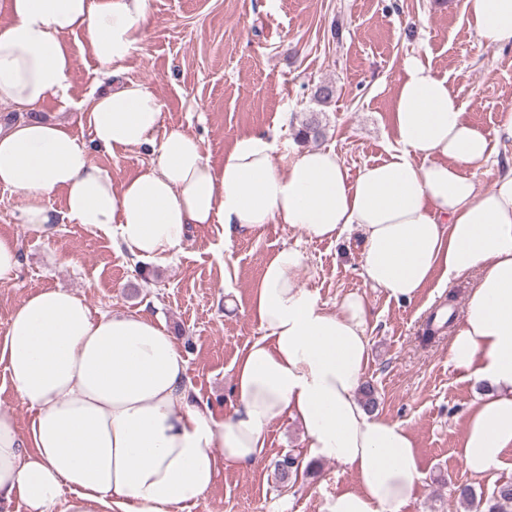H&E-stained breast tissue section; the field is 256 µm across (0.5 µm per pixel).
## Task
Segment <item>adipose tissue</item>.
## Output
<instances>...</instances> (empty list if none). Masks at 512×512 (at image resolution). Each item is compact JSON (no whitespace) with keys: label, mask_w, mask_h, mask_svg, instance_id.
I'll return each mask as SVG.
<instances>
[{"label":"adipose tissue","mask_w":512,"mask_h":512,"mask_svg":"<svg viewBox=\"0 0 512 512\" xmlns=\"http://www.w3.org/2000/svg\"><path fill=\"white\" fill-rule=\"evenodd\" d=\"M0 25V104L33 110L65 94L81 33L103 74L116 75L142 43L148 0H9ZM480 41L512 47V0H465ZM91 143L57 122L0 125V186L26 200V228L51 237L69 221L102 232L139 259L168 261L189 226L219 224L225 240L267 224L309 238L356 231L361 276L398 301L431 280L478 279L448 356L480 393L457 455L466 473L497 471L512 449V168L484 189L500 140L512 141V111L495 136L479 130L447 79L417 57L405 62L393 105L387 160L349 175L333 150L274 161L268 132L238 137L220 164L199 140L163 124L154 92L132 80L94 96ZM149 150L153 162L121 186L92 150ZM63 192L64 211L39 205ZM307 257L283 247L253 291L260 336L237 359L230 409L216 417L193 390L174 336L135 314L93 315L60 288L30 294L0 337L16 396L34 412L28 435L0 412V506L26 512H189L221 468L249 467L271 425L297 421L303 463L326 460L356 488L329 495L325 512H403L421 482L409 429L367 411L360 388L369 360L370 311L358 294L327 309L301 288Z\"/></svg>","instance_id":"adipose-tissue-1"}]
</instances>
